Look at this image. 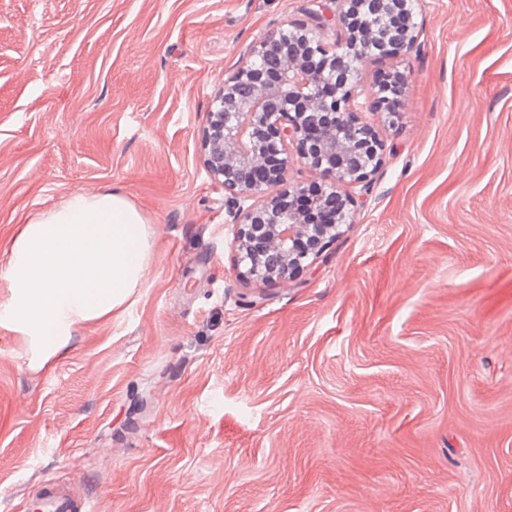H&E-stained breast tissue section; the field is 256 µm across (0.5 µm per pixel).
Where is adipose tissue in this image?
Listing matches in <instances>:
<instances>
[{
  "label": "adipose tissue",
  "mask_w": 512,
  "mask_h": 512,
  "mask_svg": "<svg viewBox=\"0 0 512 512\" xmlns=\"http://www.w3.org/2000/svg\"><path fill=\"white\" fill-rule=\"evenodd\" d=\"M151 250L143 216L122 195L71 193L12 238L0 326L23 337L31 368L56 362L80 326L122 309Z\"/></svg>",
  "instance_id": "1"
}]
</instances>
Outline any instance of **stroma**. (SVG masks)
I'll return each mask as SVG.
<instances>
[{"label":"stroma","mask_w":512,"mask_h":512,"mask_svg":"<svg viewBox=\"0 0 512 512\" xmlns=\"http://www.w3.org/2000/svg\"><path fill=\"white\" fill-rule=\"evenodd\" d=\"M310 0H0V296L20 224L114 190L145 283L50 366L0 326V512L45 476L99 512H512V0H420L352 224L235 277L212 100Z\"/></svg>","instance_id":"1"}]
</instances>
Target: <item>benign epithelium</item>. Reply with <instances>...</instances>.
I'll return each mask as SVG.
<instances>
[{"instance_id":"benign-epithelium-1","label":"benign epithelium","mask_w":512,"mask_h":512,"mask_svg":"<svg viewBox=\"0 0 512 512\" xmlns=\"http://www.w3.org/2000/svg\"><path fill=\"white\" fill-rule=\"evenodd\" d=\"M313 2L312 25L286 23L243 53L208 113L204 165L229 194L237 277L246 281L290 280L336 240L359 205L343 187L367 182L384 151L378 131L362 120L381 108L363 63L398 57L418 40L414 0ZM328 28L344 34L338 51L318 36ZM264 59L277 64L273 81ZM269 148L281 155L273 174L265 170ZM296 162L341 201L330 223L308 224L297 209L279 207L282 196L308 190L289 180Z\"/></svg>"}]
</instances>
